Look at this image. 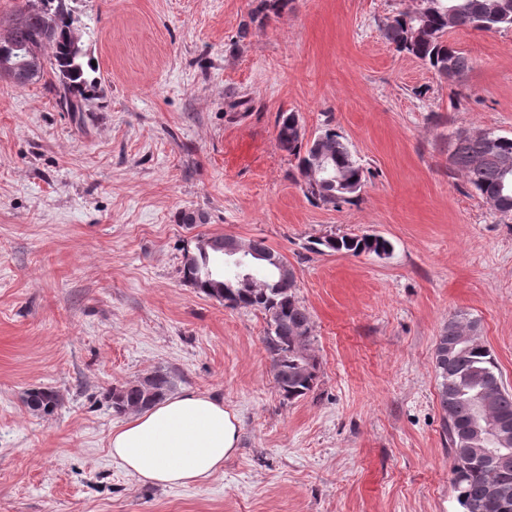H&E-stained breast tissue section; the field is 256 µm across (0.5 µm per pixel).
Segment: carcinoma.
<instances>
[{"instance_id": "obj_1", "label": "carcinoma", "mask_w": 512, "mask_h": 512, "mask_svg": "<svg viewBox=\"0 0 512 512\" xmlns=\"http://www.w3.org/2000/svg\"><path fill=\"white\" fill-rule=\"evenodd\" d=\"M45 7L37 8L25 24L9 29L7 39L0 38V58L13 63L35 57L41 69L34 80L48 73L46 89L55 99L71 98L75 111L85 112L90 92L96 89L92 73L96 67L92 58L72 49L68 29L72 25L71 11L66 0H42ZM292 0H258L251 21L264 23L272 15L288 9ZM51 17L52 32H47L43 19ZM512 27V0H416L412 7L398 10L382 22L385 39L399 53L420 60L439 75L450 80L460 77L470 67V61L448 42V30L453 27L491 31ZM295 112H280L275 119L276 139L280 149L297 160L300 176L317 164L319 155L327 157L329 166L341 175V181L311 184L304 182L306 194L316 203L336 205L360 196L366 182L364 167L353 155L348 142L333 128H327L308 142L299 137ZM490 150L482 137L455 142L452 169L464 173L473 193L483 200L498 201L495 214L512 219V167L503 168L484 161ZM254 250L265 256L263 269L250 278L229 273L224 265V253L218 243L200 241L195 249L183 255L182 278L224 306L252 309L265 315L263 343L271 358V373L283 399L293 402L306 397L315 387L320 370L316 355L311 353L312 324L307 308L295 295L293 269L281 273L283 257L262 240L252 242ZM315 253L326 250L388 255L392 244L381 235L373 237L343 234L318 238L308 246ZM462 321L452 317L444 325L435 345V373L439 381V398L450 450H455L458 433L471 423L473 399L490 390L494 398L490 414L494 419L512 420V393L502 384L499 368L491 350L483 344L469 347L460 343ZM456 349L448 358V346ZM175 386V375L157 371L151 378L152 394L139 383L115 387L109 394L112 410L117 415L151 408L165 398ZM26 403L36 413L51 414L60 400L55 390L40 387L28 392ZM512 482V463L496 470L472 464L454 462L453 489L462 512H502L497 499L489 492L491 472Z\"/></svg>"}]
</instances>
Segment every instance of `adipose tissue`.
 <instances>
[{"label":"adipose tissue","instance_id":"adipose-tissue-1","mask_svg":"<svg viewBox=\"0 0 512 512\" xmlns=\"http://www.w3.org/2000/svg\"><path fill=\"white\" fill-rule=\"evenodd\" d=\"M239 422L223 401L195 392L169 396L113 427V460L145 484L187 486L224 468Z\"/></svg>","mask_w":512,"mask_h":512}]
</instances>
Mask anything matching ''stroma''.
<instances>
[{
	"instance_id": "1",
	"label": "stroma",
	"mask_w": 512,
	"mask_h": 512,
	"mask_svg": "<svg viewBox=\"0 0 512 512\" xmlns=\"http://www.w3.org/2000/svg\"><path fill=\"white\" fill-rule=\"evenodd\" d=\"M413 0H70L98 86L83 123L44 81L0 78V512H461L434 371L452 316L477 319L512 389V220L448 168L458 132L512 134V28L449 30V81L387 43ZM336 128L367 171L318 205L276 140ZM184 210L205 213L186 226ZM345 233L390 255L308 251ZM264 240L313 325L314 390L287 402L265 318L184 283L198 239ZM164 370L223 400L237 454L187 487L113 462L112 388ZM61 405L34 414L26 394ZM27 396L29 409L36 413L51 414L60 406L57 392L49 387L32 389Z\"/></svg>"
}]
</instances>
